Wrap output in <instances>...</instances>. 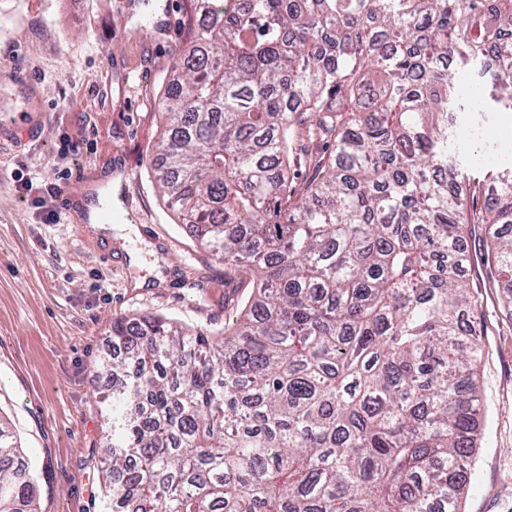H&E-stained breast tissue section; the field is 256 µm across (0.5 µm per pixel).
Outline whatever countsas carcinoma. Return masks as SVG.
I'll return each mask as SVG.
<instances>
[{
    "instance_id": "obj_1",
    "label": "carcinoma",
    "mask_w": 512,
    "mask_h": 512,
    "mask_svg": "<svg viewBox=\"0 0 512 512\" xmlns=\"http://www.w3.org/2000/svg\"><path fill=\"white\" fill-rule=\"evenodd\" d=\"M156 182L254 291L217 334L112 323L106 512H461L484 353L472 230L512 282V169L476 208L460 75L512 112V0H206ZM325 142L293 187L296 133ZM38 489L0 414V512Z\"/></svg>"
}]
</instances>
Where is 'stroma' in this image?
<instances>
[{"label":"stroma","mask_w":512,"mask_h":512,"mask_svg":"<svg viewBox=\"0 0 512 512\" xmlns=\"http://www.w3.org/2000/svg\"><path fill=\"white\" fill-rule=\"evenodd\" d=\"M195 0H0V407L40 481L38 512H101L99 442L115 320L154 314L219 332L250 297L177 224L148 175L158 99L194 40ZM455 152L467 182L512 166V112H470ZM478 127L486 143L466 130ZM122 179L132 221L88 214ZM60 184L70 209L36 201ZM480 294V435L462 512H512V318Z\"/></svg>","instance_id":"35a3bbf8"}]
</instances>
